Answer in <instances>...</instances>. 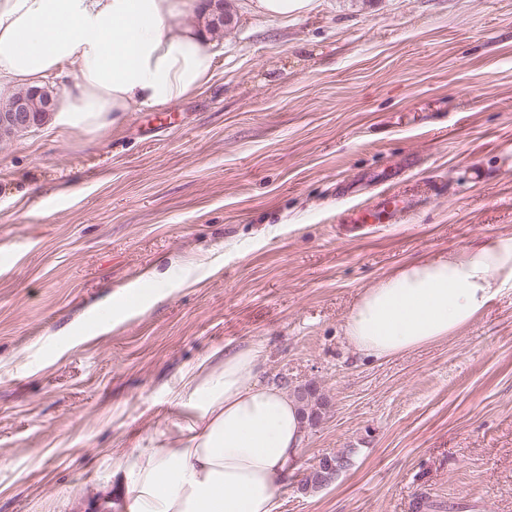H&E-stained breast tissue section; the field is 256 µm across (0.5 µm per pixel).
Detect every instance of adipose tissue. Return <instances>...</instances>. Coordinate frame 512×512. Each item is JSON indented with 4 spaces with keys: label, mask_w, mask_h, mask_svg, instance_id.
<instances>
[{
    "label": "adipose tissue",
    "mask_w": 512,
    "mask_h": 512,
    "mask_svg": "<svg viewBox=\"0 0 512 512\" xmlns=\"http://www.w3.org/2000/svg\"><path fill=\"white\" fill-rule=\"evenodd\" d=\"M197 0H0V99L63 78L56 115L101 129L198 93L215 51L190 18ZM512 286V234L416 260L365 288L342 324L353 352L388 359L447 340ZM253 345L200 363L180 396L196 410L159 448L112 460L107 482L69 512H274L302 453L300 405L261 383Z\"/></svg>",
    "instance_id": "1"
}]
</instances>
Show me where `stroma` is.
Instances as JSON below:
<instances>
[{"label":"stroma","instance_id":"35a3bbf8","mask_svg":"<svg viewBox=\"0 0 512 512\" xmlns=\"http://www.w3.org/2000/svg\"><path fill=\"white\" fill-rule=\"evenodd\" d=\"M224 11L202 92L0 139V512H65L111 454L184 418L185 374L249 344L262 380L329 400L276 512H512V288L388 360L341 336L406 261L512 234V0ZM393 171L400 222L346 230ZM110 310V332L78 341ZM337 452L350 466L300 492Z\"/></svg>","mask_w":512,"mask_h":512}]
</instances>
